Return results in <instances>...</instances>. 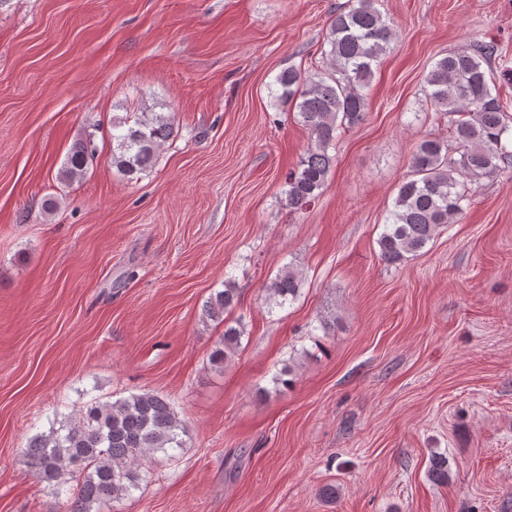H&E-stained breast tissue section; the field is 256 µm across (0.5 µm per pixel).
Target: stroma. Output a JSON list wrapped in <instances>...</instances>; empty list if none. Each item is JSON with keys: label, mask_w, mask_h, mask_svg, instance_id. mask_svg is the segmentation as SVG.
I'll list each match as a JSON object with an SVG mask.
<instances>
[{"label": "stroma", "mask_w": 512, "mask_h": 512, "mask_svg": "<svg viewBox=\"0 0 512 512\" xmlns=\"http://www.w3.org/2000/svg\"><path fill=\"white\" fill-rule=\"evenodd\" d=\"M347 4L0 0V512L57 508L21 457L30 438L146 390L185 443L110 512H512V167L413 259L377 245L417 145L451 137L423 92L433 64L494 44L512 99V0H374L396 38L366 118L292 212L309 135L275 78L321 67ZM148 109L174 133L129 180L112 122ZM88 137L93 165L60 180ZM288 265L301 294L268 309ZM228 278L245 334L219 369L224 328L202 308ZM435 453L447 484L428 477Z\"/></svg>", "instance_id": "obj_1"}]
</instances>
